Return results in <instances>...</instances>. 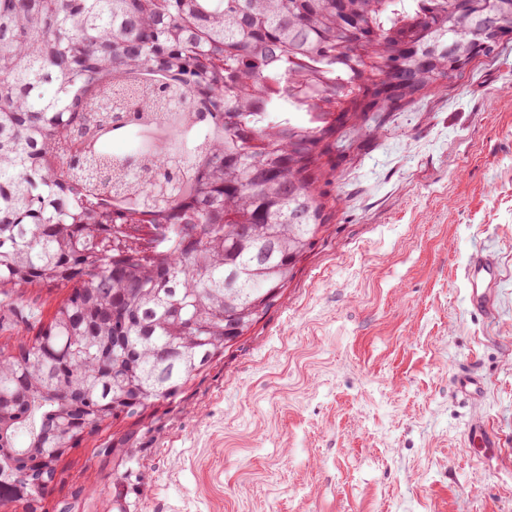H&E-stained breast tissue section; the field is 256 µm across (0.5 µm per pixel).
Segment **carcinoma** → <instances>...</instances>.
Returning <instances> with one entry per match:
<instances>
[{"label":"carcinoma","instance_id":"carcinoma-1","mask_svg":"<svg viewBox=\"0 0 512 512\" xmlns=\"http://www.w3.org/2000/svg\"><path fill=\"white\" fill-rule=\"evenodd\" d=\"M511 43L512 0H0V287L71 289L0 363V463L175 397L327 231L332 154ZM114 112L196 123L148 166L75 147Z\"/></svg>","mask_w":512,"mask_h":512}]
</instances>
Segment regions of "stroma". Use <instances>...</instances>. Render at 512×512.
I'll return each mask as SVG.
<instances>
[{
    "mask_svg": "<svg viewBox=\"0 0 512 512\" xmlns=\"http://www.w3.org/2000/svg\"><path fill=\"white\" fill-rule=\"evenodd\" d=\"M323 189L328 230L277 305L8 512H512V46L391 114ZM478 250L503 274L490 317L465 298ZM67 294L0 288V353ZM477 418L499 450L468 440ZM455 382L459 392L469 398L478 396L483 388V378L474 367L461 370Z\"/></svg>",
    "mask_w": 512,
    "mask_h": 512,
    "instance_id": "obj_1",
    "label": "stroma"
}]
</instances>
